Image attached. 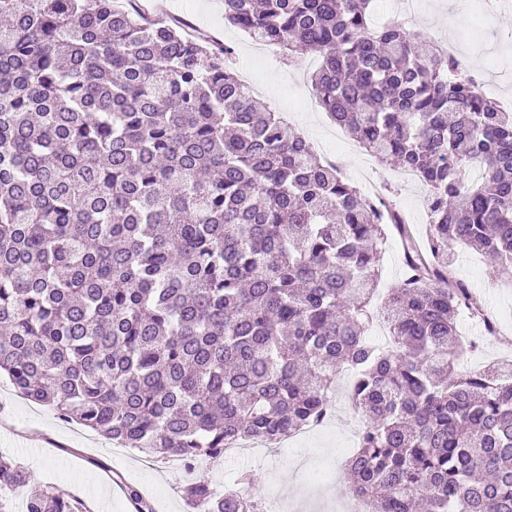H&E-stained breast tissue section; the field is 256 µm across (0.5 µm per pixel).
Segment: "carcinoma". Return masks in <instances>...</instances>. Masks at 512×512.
Listing matches in <instances>:
<instances>
[{
    "label": "carcinoma",
    "instance_id": "obj_1",
    "mask_svg": "<svg viewBox=\"0 0 512 512\" xmlns=\"http://www.w3.org/2000/svg\"><path fill=\"white\" fill-rule=\"evenodd\" d=\"M371 2L224 0V22L320 53L323 109L427 187L422 240L255 100L229 46L112 0H0V376L191 469L328 416L348 367L367 512H512V367H459L456 319L482 303L448 285L452 244L512 272V112ZM390 231L407 275L374 312ZM32 481L0 457V512H90ZM237 487L182 495L263 512L252 475Z\"/></svg>",
    "mask_w": 512,
    "mask_h": 512
}]
</instances>
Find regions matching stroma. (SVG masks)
I'll use <instances>...</instances> for the list:
<instances>
[{
    "label": "stroma",
    "mask_w": 512,
    "mask_h": 512,
    "mask_svg": "<svg viewBox=\"0 0 512 512\" xmlns=\"http://www.w3.org/2000/svg\"><path fill=\"white\" fill-rule=\"evenodd\" d=\"M163 17L180 21L193 35L229 45L235 65L254 62L263 85L260 96L287 126L302 134L323 157L340 158L345 176L360 191L369 184L391 186L392 198L418 236L427 230L426 191L420 182H406L399 168L379 163L344 129L334 124L321 106L311 82L319 66L317 54L286 58L273 52L255 57L251 37L224 23V0H163ZM419 0L412 32L431 38L462 55L469 70L482 72L483 92L500 104L512 103V12L479 19L474 0ZM452 268L472 287L491 289L492 311L512 326V276L497 274L486 258L456 249ZM336 407L323 427L302 448L264 444L247 457H222L206 466L215 483L243 473L254 476L260 497L276 493L300 512H336V502L348 494L344 463L353 452V416L343 394L333 396ZM77 423L58 417L49 407L18 395L0 380V455L24 464L35 482L83 499L91 512H135L127 490L136 488L155 512H190L181 488L193 472L167 459L146 460L133 448H118L103 438L87 444L76 435Z\"/></svg>",
    "instance_id": "obj_1"
}]
</instances>
